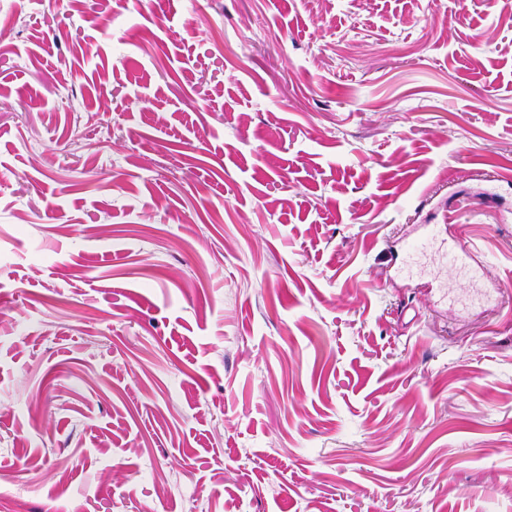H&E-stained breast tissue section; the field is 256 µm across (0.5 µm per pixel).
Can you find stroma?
Listing matches in <instances>:
<instances>
[{"label":"stroma","mask_w":512,"mask_h":512,"mask_svg":"<svg viewBox=\"0 0 512 512\" xmlns=\"http://www.w3.org/2000/svg\"><path fill=\"white\" fill-rule=\"evenodd\" d=\"M428 222L473 279L397 276ZM50 506L512 512V11L0 0V512Z\"/></svg>","instance_id":"1"}]
</instances>
